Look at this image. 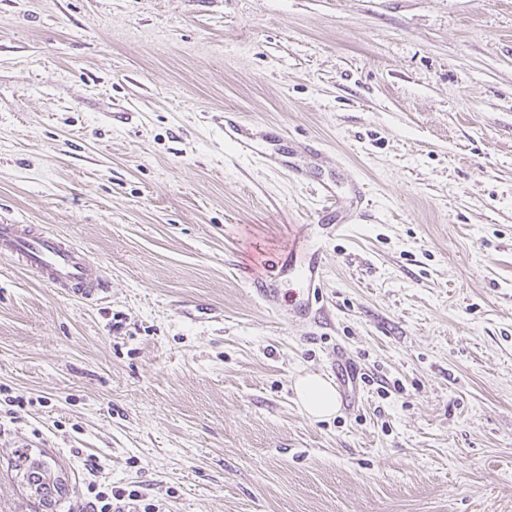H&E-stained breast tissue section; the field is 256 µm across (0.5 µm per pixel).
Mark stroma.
<instances>
[{
	"label": "stroma",
	"mask_w": 512,
	"mask_h": 512,
	"mask_svg": "<svg viewBox=\"0 0 512 512\" xmlns=\"http://www.w3.org/2000/svg\"><path fill=\"white\" fill-rule=\"evenodd\" d=\"M297 149L234 156L214 113ZM329 183L368 202L319 223ZM0 224L109 274L0 260V512H512V0H0ZM319 252L314 314L285 273ZM274 284L275 307L251 292ZM345 347L355 410L293 382ZM66 494L30 496L18 452ZM0 258L18 259L50 288L86 301L111 290L107 273L91 263L82 248L28 224H0ZM294 392L301 408L310 418L323 419L338 411L336 387L320 375H301L294 383ZM94 500L95 502H91L92 512H112V508L114 512H153L154 507L150 503H139L144 501V499H142V495L137 490H127L118 486L111 488L110 492H97ZM114 500L116 501L115 508ZM122 503L125 504L121 505ZM126 506L128 510H124Z\"/></svg>",
	"instance_id": "stroma-1"
}]
</instances>
